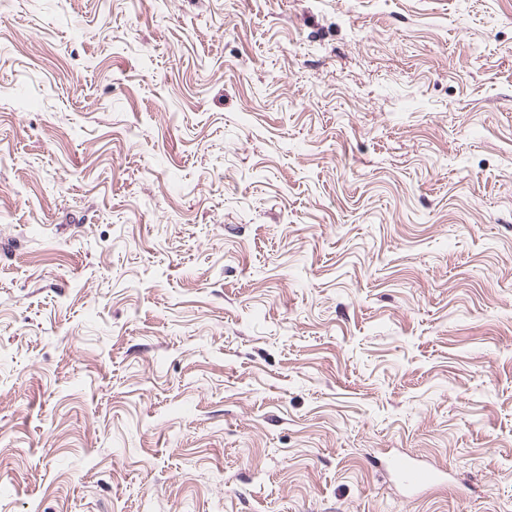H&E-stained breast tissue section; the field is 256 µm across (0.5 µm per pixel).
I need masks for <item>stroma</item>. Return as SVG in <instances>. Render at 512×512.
I'll return each mask as SVG.
<instances>
[{"mask_svg":"<svg viewBox=\"0 0 512 512\" xmlns=\"http://www.w3.org/2000/svg\"><path fill=\"white\" fill-rule=\"evenodd\" d=\"M0 512H512V0L0 9ZM383 466L395 482L411 495L422 487L436 486L443 481H447L446 471L416 464L401 455L387 457Z\"/></svg>","mask_w":512,"mask_h":512,"instance_id":"1","label":"stroma"}]
</instances>
